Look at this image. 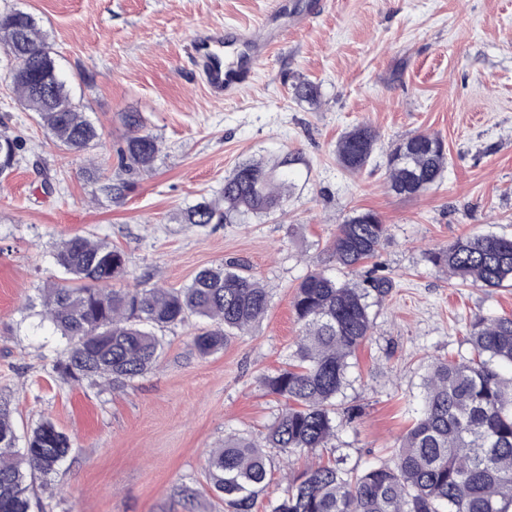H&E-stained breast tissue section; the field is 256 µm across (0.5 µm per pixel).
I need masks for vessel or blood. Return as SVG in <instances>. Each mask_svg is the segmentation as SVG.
<instances>
[{"instance_id":"b4317fda","label":"vessel or blood","mask_w":512,"mask_h":512,"mask_svg":"<svg viewBox=\"0 0 512 512\" xmlns=\"http://www.w3.org/2000/svg\"><path fill=\"white\" fill-rule=\"evenodd\" d=\"M277 35L266 20L256 33L228 24L199 27L190 55L207 93L221 100L244 89Z\"/></svg>"}]
</instances>
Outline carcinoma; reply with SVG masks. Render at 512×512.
I'll use <instances>...</instances> for the list:
<instances>
[{
  "label": "carcinoma",
  "mask_w": 512,
  "mask_h": 512,
  "mask_svg": "<svg viewBox=\"0 0 512 512\" xmlns=\"http://www.w3.org/2000/svg\"><path fill=\"white\" fill-rule=\"evenodd\" d=\"M0 45L20 60L12 85L48 135L65 150L93 151L101 132L69 95L53 48L29 12L0 13ZM130 135L120 150L125 171L150 169L159 153L156 137L142 117L126 116ZM376 130L359 125L336 144L343 168L359 172L372 159ZM20 146L0 136V175L14 168ZM285 156L268 167L259 161L239 164L224 178V205L202 200L186 208L185 224H232L281 209L291 183ZM447 164L442 139L420 133L398 143L387 156L388 185L396 194L415 196L434 185ZM388 227L372 211L339 225L333 241L343 269L375 256ZM56 265L70 286L43 289L44 317L66 340L53 361L62 379L81 384L125 386L155 368L161 357L158 332L195 317L202 321L193 337L199 354L224 348L229 335L265 317V288L241 265L221 263L200 270L185 288H109L126 266L125 254L104 241L74 235L56 244ZM461 283L500 288L512 282V237L469 235L431 257ZM393 288L386 277L361 283L339 282L313 271L299 283L293 311L300 337L288 368L266 378L269 391L292 402L257 442L229 437L207 458L213 490L225 512H252L263 492L275 448L283 459L327 447L336 435L339 397L348 385L349 359L371 336L369 298ZM475 359L439 360L423 379L419 416L401 439L391 463L363 470L337 459L311 466L288 480L270 512H512V378L498 367H512V317H477L469 324ZM11 399L0 395V512H32L34 484L57 471L71 449L70 438L46 419L18 447Z\"/></svg>",
  "instance_id": "obj_1"
}]
</instances>
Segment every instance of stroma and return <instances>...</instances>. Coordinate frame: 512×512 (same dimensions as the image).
<instances>
[{
	"label": "stroma",
	"instance_id": "35a3bbf8",
	"mask_svg": "<svg viewBox=\"0 0 512 512\" xmlns=\"http://www.w3.org/2000/svg\"><path fill=\"white\" fill-rule=\"evenodd\" d=\"M279 38L255 80L211 99L195 76L189 42L198 26L256 29L272 0H0L32 13L48 36L72 98L102 130L93 152L123 184L101 193L87 159L61 150L9 80L0 48V135L23 144L0 176V394L19 431L52 419L73 449L52 476L64 494L38 489L33 512H224L205 469L231 435L258 437L284 403L265 385L298 340L292 300L317 270L344 281L391 278L374 304L373 334L351 359L333 447L291 457L299 472L336 457L361 468L388 461L420 406L438 359L474 353L466 322L511 316L512 287L462 286L432 252L473 234L512 236V0H289ZM312 83L316 101L295 98ZM140 113L160 146L153 171L120 168L125 116ZM367 124L380 139L359 174L343 170L336 143ZM419 133L439 136L448 164L412 197L387 185V156ZM295 159L282 211L199 228L183 211L221 197L240 163ZM377 213L388 235L376 256L346 273L332 255L339 224ZM81 234L124 252L115 289L182 288L225 261L247 266L270 297L267 315L203 356L195 322L165 329L160 364L112 389L57 377L66 343L42 319V288L63 275L51 252ZM197 495L186 502L180 492Z\"/></svg>",
	"mask_w": 512,
	"mask_h": 512
}]
</instances>
